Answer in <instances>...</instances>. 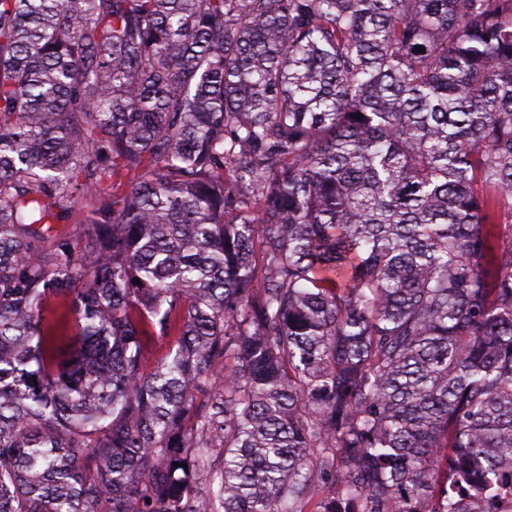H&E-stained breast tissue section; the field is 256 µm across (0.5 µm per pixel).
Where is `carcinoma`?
<instances>
[{
  "label": "carcinoma",
  "mask_w": 512,
  "mask_h": 512,
  "mask_svg": "<svg viewBox=\"0 0 512 512\" xmlns=\"http://www.w3.org/2000/svg\"><path fill=\"white\" fill-rule=\"evenodd\" d=\"M503 222L512 0H0V512H493Z\"/></svg>",
  "instance_id": "carcinoma-1"
}]
</instances>
